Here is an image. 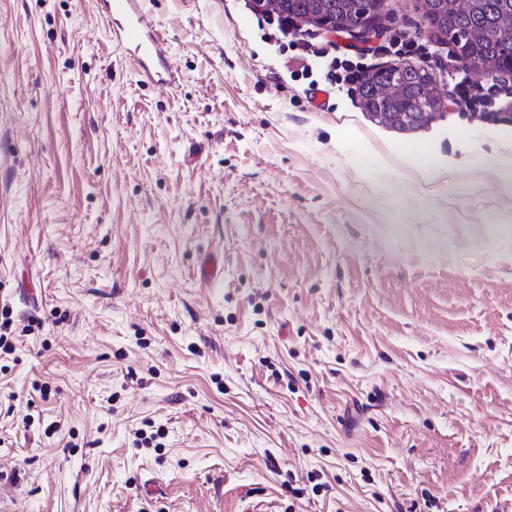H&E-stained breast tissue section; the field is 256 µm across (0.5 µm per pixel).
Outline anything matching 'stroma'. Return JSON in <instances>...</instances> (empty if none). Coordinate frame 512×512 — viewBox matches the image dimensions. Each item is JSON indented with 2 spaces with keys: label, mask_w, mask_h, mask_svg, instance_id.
<instances>
[{
  "label": "stroma",
  "mask_w": 512,
  "mask_h": 512,
  "mask_svg": "<svg viewBox=\"0 0 512 512\" xmlns=\"http://www.w3.org/2000/svg\"><path fill=\"white\" fill-rule=\"evenodd\" d=\"M422 4L303 59L251 0H144L156 83L93 0H0V512H512V121L457 112ZM335 57L433 66L444 115L313 108Z\"/></svg>",
  "instance_id": "35a3bbf8"
}]
</instances>
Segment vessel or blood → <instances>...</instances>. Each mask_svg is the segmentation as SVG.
<instances>
[{
    "label": "vessel or blood",
    "mask_w": 512,
    "mask_h": 512,
    "mask_svg": "<svg viewBox=\"0 0 512 512\" xmlns=\"http://www.w3.org/2000/svg\"><path fill=\"white\" fill-rule=\"evenodd\" d=\"M107 18L116 20L112 31L120 46L134 48L137 65L143 77L160 79L164 71L163 42L160 38L147 35L143 13L138 0H96Z\"/></svg>",
    "instance_id": "vessel-or-blood-1"
}]
</instances>
